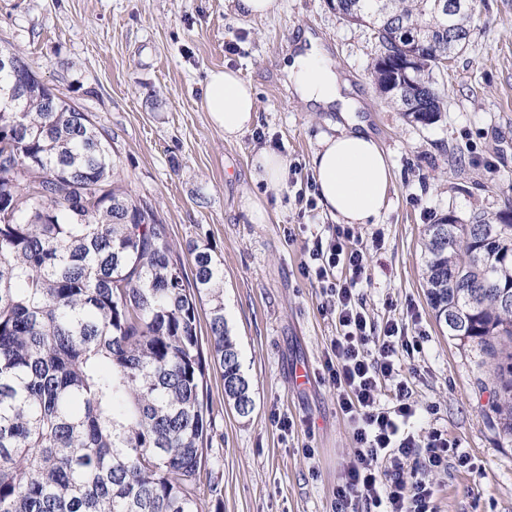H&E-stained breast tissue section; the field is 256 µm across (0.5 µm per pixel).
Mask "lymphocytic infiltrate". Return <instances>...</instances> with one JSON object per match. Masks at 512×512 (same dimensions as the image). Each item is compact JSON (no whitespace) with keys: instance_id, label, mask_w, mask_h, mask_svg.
I'll return each instance as SVG.
<instances>
[{"instance_id":"f902f5d3","label":"lymphocytic infiltrate","mask_w":512,"mask_h":512,"mask_svg":"<svg viewBox=\"0 0 512 512\" xmlns=\"http://www.w3.org/2000/svg\"><path fill=\"white\" fill-rule=\"evenodd\" d=\"M355 240L352 225H336L327 240L314 241L303 268L336 314L325 370L356 442L336 497L342 505H360L366 512H436L431 486L418 477L405 478V462L411 459L418 469L435 472L445 469L449 459L464 464L468 458L441 431H431L423 440L410 432L417 406L407 381L400 377L397 360L399 352L413 350L420 339L405 335L393 322L387 323L382 336L368 333L352 282L333 275L340 265L354 278L363 273L366 254ZM388 393L393 396L389 404L383 401Z\"/></svg>"}]
</instances>
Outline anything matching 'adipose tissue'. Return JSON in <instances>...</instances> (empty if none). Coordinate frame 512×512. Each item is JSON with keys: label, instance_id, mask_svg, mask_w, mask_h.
<instances>
[{"label": "adipose tissue", "instance_id": "ef3b65f1", "mask_svg": "<svg viewBox=\"0 0 512 512\" xmlns=\"http://www.w3.org/2000/svg\"><path fill=\"white\" fill-rule=\"evenodd\" d=\"M282 70L302 102L315 109H337L343 121L338 133L321 137L311 156L321 205L339 224L380 223L391 205V164L376 135L356 119L362 104L340 81L328 50L310 31H303ZM201 105L228 140L241 137L258 120L252 84L230 68L210 72ZM287 174L288 162L282 155L264 147L255 151L249 178L263 191L241 201V210L252 223H268L265 194L281 190Z\"/></svg>", "mask_w": 512, "mask_h": 512}]
</instances>
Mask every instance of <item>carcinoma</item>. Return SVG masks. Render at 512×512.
I'll return each instance as SVG.
<instances>
[{
	"mask_svg": "<svg viewBox=\"0 0 512 512\" xmlns=\"http://www.w3.org/2000/svg\"><path fill=\"white\" fill-rule=\"evenodd\" d=\"M332 0L384 51L408 27L448 59L469 43L476 0ZM433 61L414 75L433 122ZM30 81L0 112V512H202L210 368L242 417L254 406L224 316V263L188 246L192 277L156 207L123 185L89 114ZM427 300L482 356L489 424L512 442V211L447 216L423 240ZM207 305L210 359L198 336Z\"/></svg>",
	"mask_w": 512,
	"mask_h": 512,
	"instance_id": "obj_1",
	"label": "carcinoma"
}]
</instances>
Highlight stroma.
Here are the masks:
<instances>
[{
    "label": "stroma",
    "mask_w": 512,
    "mask_h": 512,
    "mask_svg": "<svg viewBox=\"0 0 512 512\" xmlns=\"http://www.w3.org/2000/svg\"><path fill=\"white\" fill-rule=\"evenodd\" d=\"M304 28L361 95L394 173L381 223L354 228L368 256L356 293L373 335L391 320L425 335L399 356L420 409L413 429L444 431L469 458L429 474L436 512H512V444L485 417L478 356L449 339L427 303L422 248L426 225L442 217L512 209V0H480L468 47L433 74L444 108L428 126L386 104L371 76L382 51L375 31L344 20L331 0H281L265 18L237 15L232 0H0V47L22 53L108 132L127 188L155 205L178 253L198 242L224 262V315L254 409L239 416L210 374L204 512H337L334 492L355 446L323 378L336 317L302 274L334 221L321 205L302 210L297 197L315 180L319 138L339 121L306 111L284 83L282 61ZM224 66L256 90L258 122L231 142L200 107L208 72ZM264 146L287 158L288 178L266 196L270 222L254 224L239 204Z\"/></svg>",
    "instance_id": "obj_1"
}]
</instances>
